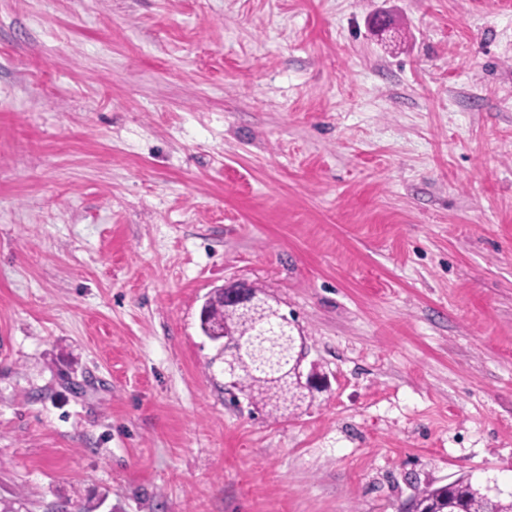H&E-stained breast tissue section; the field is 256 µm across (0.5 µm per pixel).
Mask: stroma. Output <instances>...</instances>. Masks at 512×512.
<instances>
[{"mask_svg":"<svg viewBox=\"0 0 512 512\" xmlns=\"http://www.w3.org/2000/svg\"><path fill=\"white\" fill-rule=\"evenodd\" d=\"M260 286L326 387L224 392ZM0 505L403 512L512 487V0H0ZM483 483L459 478L450 486L427 485L417 490L409 507L429 512H512V495L491 498Z\"/></svg>","mask_w":512,"mask_h":512,"instance_id":"stroma-1","label":"stroma"}]
</instances>
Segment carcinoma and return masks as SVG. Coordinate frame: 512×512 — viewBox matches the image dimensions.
Wrapping results in <instances>:
<instances>
[{
  "label": "carcinoma",
  "mask_w": 512,
  "mask_h": 512,
  "mask_svg": "<svg viewBox=\"0 0 512 512\" xmlns=\"http://www.w3.org/2000/svg\"><path fill=\"white\" fill-rule=\"evenodd\" d=\"M201 328L212 333L226 331L241 341L242 354L236 359L239 392L247 399L278 414L285 408L299 409L312 392L287 373L283 354V324L270 317L254 323L224 303V295L215 291L208 301ZM416 509L430 512H512V495L490 497L485 484L459 478L451 485L417 490L409 500Z\"/></svg>",
  "instance_id": "cac0c4a2"
}]
</instances>
